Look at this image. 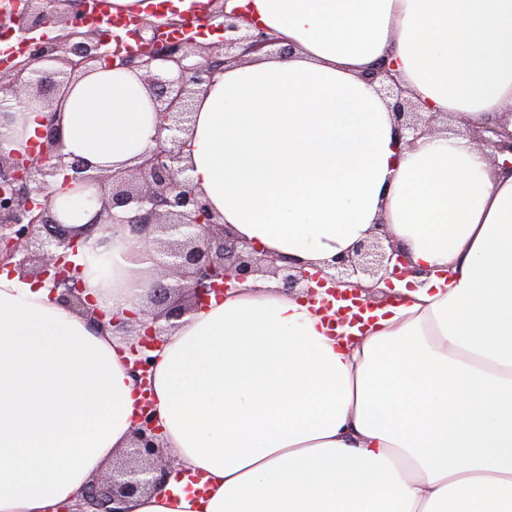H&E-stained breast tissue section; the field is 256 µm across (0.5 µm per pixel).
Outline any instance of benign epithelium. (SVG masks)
Returning a JSON list of instances; mask_svg holds the SVG:
<instances>
[{"instance_id": "1", "label": "benign epithelium", "mask_w": 512, "mask_h": 512, "mask_svg": "<svg viewBox=\"0 0 512 512\" xmlns=\"http://www.w3.org/2000/svg\"><path fill=\"white\" fill-rule=\"evenodd\" d=\"M60 0H27L20 10L15 2L0 7V32L16 35L23 50L9 58L0 76V99H38L52 108L67 83L79 72L98 66L139 69L157 104L161 125L155 145L141 156L130 170L92 173L87 163L65 161L61 153L60 130L49 123L45 142L39 152L15 151L0 154V267L24 281L35 280L51 288L53 298L67 306L77 305L98 329L136 337L128 350L127 364L141 394L150 395L149 386L156 356L166 336L178 327V321L204 305L213 293H227L251 276H269L282 291L306 294L315 288L342 299L349 294L370 295L372 286L407 276L421 277L426 271L409 267L404 253L385 231L376 225L372 237L358 243L350 253L334 258L323 267L306 265L289 256H266L256 247L235 237L217 223L202 195L196 192L182 164V135L192 122L196 96L224 65L240 63L247 52H260L278 43V39L257 29L243 31L245 17L239 11L224 14V39L216 52L205 53L196 37L173 39L168 30L178 25L171 20L158 24L141 17L136 27L127 31L139 42L141 51L126 53L108 48L97 30L87 28L89 9L96 0H82L73 16H55ZM51 25L70 27L60 37L34 33ZM153 28L145 40L141 29ZM171 63L176 75L162 79L153 74L156 62ZM370 84L380 83L379 91L394 116V135L407 147L418 135L429 131L408 91L393 66L382 59L362 73ZM476 143L496 167L512 170V133L504 136L493 126L476 130ZM72 188L95 185L101 193L99 224H125L139 237L152 255L156 277L148 291L147 302L137 313L106 322L103 314L91 310L72 275L75 266L64 262L68 252H77L71 230L54 218L55 186L59 178ZM111 188H106V184ZM131 211L118 217L115 210ZM347 285L346 291L338 286ZM162 428L152 403L140 408L129 446L133 463L107 483L90 484L74 508L61 505L57 512H122L125 498L162 487L171 474L180 471L179 463L161 457Z\"/></svg>"}]
</instances>
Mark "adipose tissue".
I'll return each mask as SVG.
<instances>
[{
    "label": "adipose tissue",
    "instance_id": "obj_1",
    "mask_svg": "<svg viewBox=\"0 0 512 512\" xmlns=\"http://www.w3.org/2000/svg\"><path fill=\"white\" fill-rule=\"evenodd\" d=\"M285 54L225 67L184 139L193 188L248 243L321 265L386 224L425 275L359 325L315 296L248 279L168 336L153 369L162 446L187 471L124 512H512V172L468 136L512 132V0H229ZM393 63L452 132L399 148L360 74ZM16 104L0 151L41 140ZM62 152L124 171L159 117L139 72L77 74ZM99 207L79 273L99 310L144 304L152 265ZM130 337L95 331L47 287L0 274V512H56L127 447L139 393Z\"/></svg>",
    "mask_w": 512,
    "mask_h": 512
}]
</instances>
